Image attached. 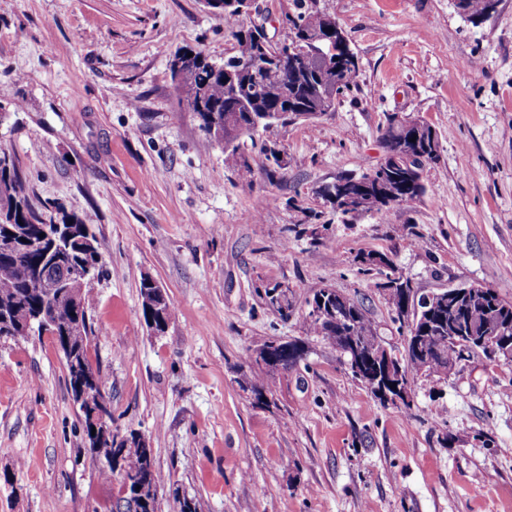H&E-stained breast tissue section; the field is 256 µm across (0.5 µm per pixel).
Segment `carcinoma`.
<instances>
[{"mask_svg": "<svg viewBox=\"0 0 512 512\" xmlns=\"http://www.w3.org/2000/svg\"><path fill=\"white\" fill-rule=\"evenodd\" d=\"M488 0H460L458 8L468 20L476 24L485 15ZM306 0H294L293 14L286 16L287 37L282 45L291 46L302 53V33L319 30L324 21L319 12L305 8ZM237 54H253L255 44L250 30L236 32ZM189 57L195 72L194 79L177 86L180 101L187 111L194 113L200 128L209 136L219 137L225 133L231 145L224 146V165L243 180L249 181L253 168L240 150V139L253 137L258 128H267L268 122L257 123L256 119L266 112L278 114L276 121L282 124L292 122L291 114L298 108L311 107L319 99L318 91L338 95L356 85L358 63L351 50L341 60L336 71L326 76L311 66H296V54L286 56L284 66L277 64L258 73L247 74L236 85L223 82L224 66L212 62L201 50H190ZM414 127L410 121L397 123L394 116L387 118L382 134L384 147L412 155L425 156L426 162H435L439 154L425 150L422 141H412ZM413 183L404 187L394 178V172L383 168L374 169L360 176V184L353 186L369 199V211L383 214L394 205H408L424 191L422 172L410 174ZM54 223V217L44 220L33 208L26 192V181L15 156L0 147V235L11 234L16 240V249L10 253L0 251V336L13 335L19 322H31L30 331L62 332L76 322L74 309L66 304L52 305L35 293L34 282L41 279L56 283L68 279L77 268L86 264L98 266L99 260L81 249L79 240L74 239L60 254L54 265L42 263L39 250L32 243L40 239L44 226ZM362 270L378 271L385 281L374 283L382 290L384 299L397 320H402L403 306L413 299L408 280L396 274L393 260L385 254H363L359 258ZM482 296L470 300L465 308L446 312L445 322L435 324L433 320L417 325L415 336L417 346L409 347L405 373L419 374L445 380L458 363L476 355L450 340L452 336H498L512 340V300L503 297L494 288L481 289ZM260 297L265 304L286 317L293 312V295H285L278 283L268 284ZM308 312L304 315V330L308 336H319L323 341L340 351H347L354 343L378 336L377 326L367 313L350 299L336 300V293L322 288L313 292L306 300ZM50 314V329L43 330L36 316L42 307ZM141 308L144 320L159 324L175 317V309L168 304L158 308L152 285L141 284ZM241 387L250 391L257 402L264 401L266 388L264 378L259 374L241 375ZM119 470L127 476L140 477L155 485L160 477L155 459L144 458L139 449L128 448L120 453ZM121 496L112 506V512H157L158 504L138 497L133 489L120 487Z\"/></svg>", "mask_w": 512, "mask_h": 512, "instance_id": "carcinoma-1", "label": "carcinoma"}]
</instances>
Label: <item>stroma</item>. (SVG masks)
Segmentation results:
<instances>
[{
    "label": "stroma",
    "instance_id": "obj_1",
    "mask_svg": "<svg viewBox=\"0 0 512 512\" xmlns=\"http://www.w3.org/2000/svg\"><path fill=\"white\" fill-rule=\"evenodd\" d=\"M317 7L344 30L357 85L321 117L242 138L252 181L177 95V51L237 50L202 0H0V145L35 205L78 215L96 239L92 361L113 430L154 451L158 512H179L181 495L208 512H512L511 366L474 356L447 380L415 377L405 410L303 329L307 298L330 287L402 348L377 274L360 269L368 252L419 295L474 283L512 299V0L479 24L455 0ZM393 114L438 135L426 191L341 221L316 191L373 170ZM265 144L286 151L284 177L266 176ZM312 210L328 226L315 244L287 231ZM146 278L176 309L160 335L142 316ZM266 283L293 292L289 319L265 305ZM259 339L306 350L268 375L263 405L237 383ZM119 490L90 458L52 337L0 339V512H110Z\"/></svg>",
    "mask_w": 512,
    "mask_h": 512
}]
</instances>
